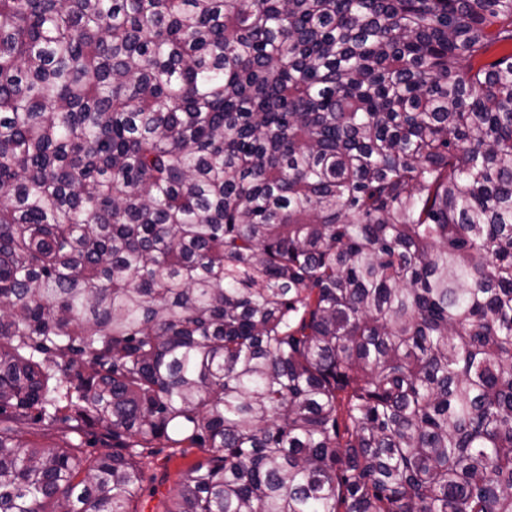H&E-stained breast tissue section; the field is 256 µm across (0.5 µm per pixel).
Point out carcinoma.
Masks as SVG:
<instances>
[{"label":"carcinoma","instance_id":"1","mask_svg":"<svg viewBox=\"0 0 512 512\" xmlns=\"http://www.w3.org/2000/svg\"><path fill=\"white\" fill-rule=\"evenodd\" d=\"M495 44L512 0H0V512H138L165 448L164 512H512ZM166 454L167 452L165 451L159 455L157 458L160 460L155 461L154 466L165 465L167 467V479L162 484L158 482L153 484V486L148 483L145 484L146 489L138 502V510L140 512H156V510H161L158 508L161 506L160 501L172 497L178 490L182 471L204 457V454L197 449L190 450L184 457L180 455L172 457L169 461L164 460Z\"/></svg>","mask_w":512,"mask_h":512}]
</instances>
